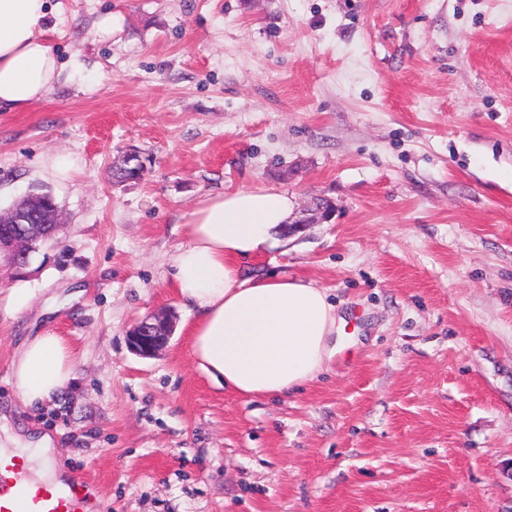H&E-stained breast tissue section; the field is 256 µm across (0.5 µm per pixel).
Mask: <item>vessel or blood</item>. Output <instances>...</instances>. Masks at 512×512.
<instances>
[{"label":"vessel or blood","mask_w":512,"mask_h":512,"mask_svg":"<svg viewBox=\"0 0 512 512\" xmlns=\"http://www.w3.org/2000/svg\"><path fill=\"white\" fill-rule=\"evenodd\" d=\"M23 465L21 457L0 456V512H89L90 495L85 482L77 479L60 488L10 481V473Z\"/></svg>","instance_id":"obj_1"}]
</instances>
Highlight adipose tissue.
<instances>
[{
  "label": "adipose tissue",
  "instance_id": "obj_1",
  "mask_svg": "<svg viewBox=\"0 0 512 512\" xmlns=\"http://www.w3.org/2000/svg\"><path fill=\"white\" fill-rule=\"evenodd\" d=\"M47 0H0V112H22L58 82L62 67L46 38ZM295 207L287 192L237 189L201 195L171 257L170 280L196 320L190 356L230 392L279 399L324 370L341 318L313 282L285 275H244L249 260L275 242ZM62 337H33L17 354L11 381L21 403L52 402L75 377ZM24 478L64 485L49 442L19 451Z\"/></svg>",
  "mask_w": 512,
  "mask_h": 512
}]
</instances>
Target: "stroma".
<instances>
[{
  "mask_svg": "<svg viewBox=\"0 0 512 512\" xmlns=\"http://www.w3.org/2000/svg\"><path fill=\"white\" fill-rule=\"evenodd\" d=\"M63 70L0 112V209L35 186L67 222L0 261V427L52 442L94 512H512V0H49ZM112 12L121 27L95 32ZM144 180L114 184L126 150ZM75 156L60 185L47 166ZM275 187L294 218L248 272L324 288L356 345L283 399L196 367L170 283L205 193ZM172 319L150 358L132 325ZM53 332L77 357L24 407L15 356ZM33 298V292L27 285H18L10 289L6 297V308L11 313H22L29 308Z\"/></svg>",
  "mask_w": 512,
  "mask_h": 512,
  "instance_id": "35a3bbf8",
  "label": "stroma"
}]
</instances>
